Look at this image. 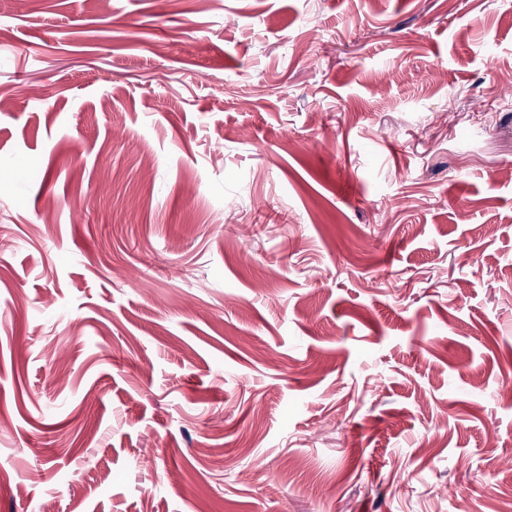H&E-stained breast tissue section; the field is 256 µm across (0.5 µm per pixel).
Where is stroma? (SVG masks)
<instances>
[{
  "mask_svg": "<svg viewBox=\"0 0 512 512\" xmlns=\"http://www.w3.org/2000/svg\"><path fill=\"white\" fill-rule=\"evenodd\" d=\"M512 0H0V512H501Z\"/></svg>",
  "mask_w": 512,
  "mask_h": 512,
  "instance_id": "35a3bbf8",
  "label": "stroma"
}]
</instances>
